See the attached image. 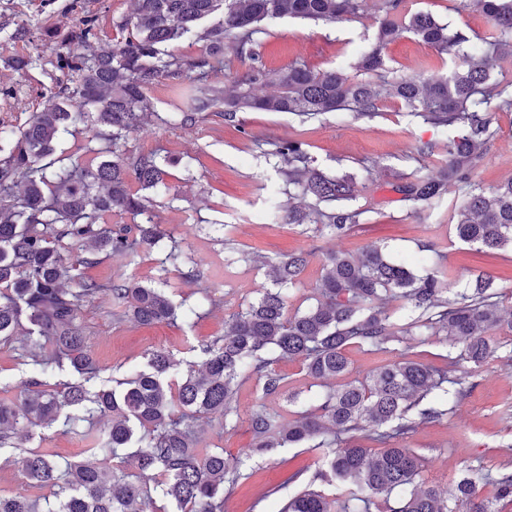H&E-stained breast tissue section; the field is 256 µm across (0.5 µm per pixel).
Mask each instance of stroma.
Masks as SVG:
<instances>
[{"label":"stroma","instance_id":"1","mask_svg":"<svg viewBox=\"0 0 512 512\" xmlns=\"http://www.w3.org/2000/svg\"><path fill=\"white\" fill-rule=\"evenodd\" d=\"M69 2L0 0V126H23L32 112L42 108L39 92L51 84L53 62L65 49L59 36L76 23ZM83 7L96 16L101 40H121L118 23L130 13L132 0H83ZM409 9L431 13L449 32L467 35L470 52L477 58L496 35L489 19L470 0H409ZM378 16L377 0H365L363 12L335 23L290 18L269 23L260 36L264 60L274 71L303 65L313 71L336 67L355 73L361 53L374 41ZM22 27L27 33L21 37L17 31ZM384 55L390 79L414 73L438 79L455 66L453 56L408 32L387 45ZM28 56L36 57L37 65L26 71L10 67L11 58ZM5 87L10 90L6 96L1 93ZM491 118L497 135L472 175L486 188L512 177V112H495ZM289 139L303 143L316 169L331 176H354L355 205L365 214L346 235L315 240L301 226L272 223L270 201L287 200L288 187L268 153L276 143ZM447 140L445 130L411 116L393 97L381 101L378 115L371 119L331 112L302 124L284 112H244L238 122L229 124L212 112L205 120L176 131L156 121L145 126L130 139L129 147L137 153H157L166 161L170 195L157 198L154 220L173 234L181 251L179 269L169 275V292L175 302L194 309L195 315L189 321L142 326L120 317L110 300L85 306L81 319L101 368L98 383L114 385L143 369L149 353L162 348L180 361L165 379L166 384L176 385L186 362L204 361L201 344L223 335L239 305L253 300L258 289L272 287L263 259L274 260L289 252L309 255L301 284L288 290L292 312L314 302L322 250L356 254L374 245L386 247L394 259L413 269L446 274L459 290L475 275L493 276L500 305L512 310V251H490L457 239L451 199L414 211L398 191L414 178L435 172L446 158L442 152L418 155L417 146ZM228 239L244 256L230 266L224 263ZM164 257L158 249L134 258L114 256L102 261L93 274L102 281L120 274L131 281L153 283ZM191 269L199 271V278H188ZM402 353L438 368L448 365V347L441 337L416 331L390 343L384 352L351 346V375L366 377ZM277 368L288 379L287 394L261 398L255 380H247L237 394L234 428L222 429L215 421L202 424L197 434L200 449H223L225 458L242 474L234 488L224 493V512H281L297 492L323 486L317 474L327 449L299 445L264 455L252 450L248 425L252 409L265 406L288 423L317 404L325 392L319 381L305 375L299 361L283 359ZM463 387V399L446 418L417 425L404 440L405 447L424 460L416 483L445 490L466 477L476 500L493 501L495 512H512V497L497 498L490 482L491 476L512 473V361L487 362L465 378ZM100 428L97 422H81L71 430L59 422L30 427L19 447L0 448V494L41 496V489L26 478L20 464L26 450H50L63 464L107 462L131 472L130 462L121 457L87 451L83 431Z\"/></svg>","mask_w":512,"mask_h":512}]
</instances>
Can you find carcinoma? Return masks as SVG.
Returning a JSON list of instances; mask_svg holds the SVG:
<instances>
[{"mask_svg":"<svg viewBox=\"0 0 512 512\" xmlns=\"http://www.w3.org/2000/svg\"><path fill=\"white\" fill-rule=\"evenodd\" d=\"M474 3L497 33L492 56L475 62L462 49L469 41L464 34L448 35V26L428 12L404 15L405 0H380L377 39L361 55L357 75L303 67L273 74L255 45L264 21L336 22L360 13L363 0H133V11L119 24L124 37L115 44L99 42L95 17L81 13L68 36L77 49L57 54L62 77L41 92L47 104L25 125L0 129V153L6 152L0 156V340H10L28 322L23 349L33 366L27 392L0 398V447L30 426L60 419L73 426L100 417L107 428L86 434L92 449L114 456L128 450L138 475L105 464L62 466L49 452L28 451L21 458L23 470L48 489L53 504L41 511L25 497L0 495V512H148L153 497L147 480L157 473L165 476L162 496L184 512H224V485L238 482L237 466L222 450L198 453L197 427L201 419L213 417L226 428L233 426L236 394L250 378L263 396L281 395L287 377L275 364L284 358L300 360L305 374L328 382V389L318 405L286 425L262 405L253 410L254 451L267 454L318 440L315 447L331 453L328 469L317 478L336 493L331 498L304 490L282 512H349L354 500L364 504L362 512H372L381 496L394 498L391 512H492L488 502L473 499L468 480L446 491L416 486L423 459L401 444L418 424L443 419L455 406L463 388L452 369L479 367L497 357L501 344L494 331L503 315L490 276L477 278L470 291L451 298L447 278L434 271L417 275L388 260L379 247L359 254L326 250L315 304L290 313L283 287L301 283L309 253L282 256L268 263L277 287L260 289L257 300L231 315L224 336L201 348L203 368L188 369L174 394L168 393L165 377L177 361L163 349L152 351L146 369L117 381V387L86 388L99 366L87 350L80 319L83 307L103 297L125 305V314L141 325L178 318L180 306L164 288L121 278L102 282L89 274L111 255L152 250L166 236L151 211L153 196L168 191L166 171L156 154L128 148L131 135L156 115L148 90L162 81L187 95L186 108L161 118L170 129L194 125L220 107L224 121L231 123L239 113L252 111L287 112L302 122L341 110L373 118L379 102L395 97L410 114L453 132L444 145L448 158L435 174L401 186L403 200L417 209L452 195L460 241L488 250L512 249V178L487 192L471 180L496 135L488 112H512V93L491 82L495 60L512 57L503 53L512 46V0ZM215 14L220 19L202 34L208 51L186 57L165 50ZM404 31L462 62L433 82L418 74L375 81L386 67L385 47ZM226 39L234 56L247 63L229 96L219 86ZM270 82L279 85V93H254L255 85ZM85 122L94 136L110 141L109 155L96 164L77 161L52 170L54 162L46 158L55 153L60 134ZM273 156L286 182L303 196L317 202L356 198L353 179L312 167L302 143L283 141ZM132 180L153 196L132 191ZM109 213L128 216L130 222L109 228L102 224ZM362 214L349 207L323 211L315 205H271L275 222L313 224L316 238L346 233ZM386 296L404 303L410 322L400 324L394 313L376 305ZM414 329L443 337L454 353L450 369L400 355L361 380L349 378L351 345L383 350ZM65 362L82 381L57 394L43 390L40 376ZM367 427L378 430L377 440L386 445L374 457L356 442V433ZM491 483L498 497H512V473Z\"/></svg>","mask_w":512,"mask_h":512,"instance_id":"1","label":"carcinoma"}]
</instances>
